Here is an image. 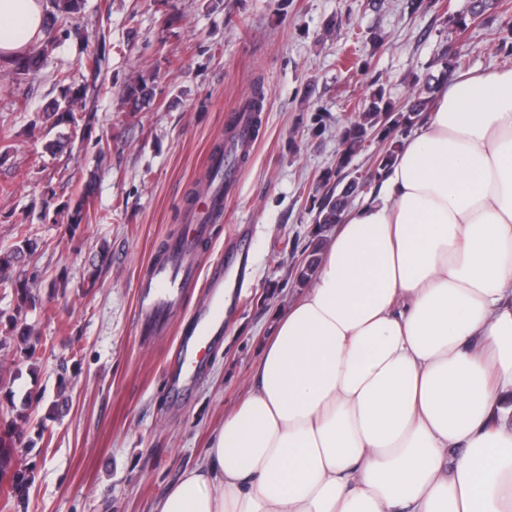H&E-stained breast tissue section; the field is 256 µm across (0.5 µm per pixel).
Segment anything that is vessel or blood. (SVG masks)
Here are the masks:
<instances>
[{
    "label": "vessel or blood",
    "instance_id": "vessel-or-blood-1",
    "mask_svg": "<svg viewBox=\"0 0 512 512\" xmlns=\"http://www.w3.org/2000/svg\"><path fill=\"white\" fill-rule=\"evenodd\" d=\"M256 119V114L249 112L237 115L233 129L235 146L226 153L210 154L207 167L213 180L206 189L207 198L201 207L193 209L187 216L193 226V236L169 242L163 258L152 264L141 281L139 313L144 329L163 326L180 292L194 284L195 270L186 258L197 242L205 237L216 211L223 209L225 188L236 183L241 169L249 161ZM206 286L212 291L211 300L186 324L181 340L182 349L190 356L196 352L198 337L213 335L224 323L223 266L212 268Z\"/></svg>",
    "mask_w": 512,
    "mask_h": 512
}]
</instances>
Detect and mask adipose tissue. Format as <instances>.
<instances>
[{
    "label": "adipose tissue",
    "mask_w": 512,
    "mask_h": 512,
    "mask_svg": "<svg viewBox=\"0 0 512 512\" xmlns=\"http://www.w3.org/2000/svg\"><path fill=\"white\" fill-rule=\"evenodd\" d=\"M46 15L0 0V59ZM153 512H512V67L442 85Z\"/></svg>",
    "instance_id": "adipose-tissue-1"
}]
</instances>
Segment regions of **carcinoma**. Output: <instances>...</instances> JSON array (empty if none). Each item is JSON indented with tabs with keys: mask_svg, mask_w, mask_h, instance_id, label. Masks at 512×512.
I'll list each match as a JSON object with an SVG mask.
<instances>
[{
	"mask_svg": "<svg viewBox=\"0 0 512 512\" xmlns=\"http://www.w3.org/2000/svg\"><path fill=\"white\" fill-rule=\"evenodd\" d=\"M83 0H53L55 13L51 15V25L64 29L65 36L75 33L85 44L99 42V39L89 32H83L76 27L66 28L70 19L82 10ZM505 18L496 32L497 51L504 57L512 56V0H479L470 7L469 12L450 17L454 32L462 35L477 20L487 13ZM56 48V42L46 40L33 46L17 63V73L30 75L37 73L43 66L46 56ZM439 63L440 77L445 78L458 72L464 65L462 56L455 52L443 54ZM438 79L432 74L415 78V85L421 87L418 93L411 96L401 106L384 99V90L378 89L373 94L370 107L358 112L356 120L346 125L338 134L341 151L336 155V162L326 168L318 176L321 185L327 190L311 201V210L315 211L314 223L326 228L337 224L344 211L351 204L352 198L365 190H371L372 182L349 178L348 169L354 153L369 138L376 137L382 148L376 159L373 182L379 181L382 171L392 161L403 136L413 128L421 113L428 110L432 98L429 94L437 87ZM58 83L62 85V101H56L48 106L39 116L40 121L50 129L65 128L68 133H59L58 137L45 144V150L57 154L68 148L70 134L77 129L88 130L90 116L83 111V102L87 97L89 85L77 83L67 72L58 75ZM153 97V87L144 79H136L126 88V98L130 105V116H135L139 108ZM265 99L264 88L254 87L251 94L239 108L241 112H258ZM92 203L90 187H84L73 208L67 210L66 221L77 226L87 219ZM322 239H317L313 249L306 257L305 264L299 272L300 280L311 279L320 260ZM29 238L20 240L13 248L0 252V285H9L14 290L15 306L13 313H0V350L10 346L15 341L20 345V353L31 359L36 353L34 344L30 342V332L25 328V319L29 308L35 303V296L27 283L13 278V272L23 264L29 256ZM24 416L18 414L10 418H0V476L10 477V491L6 502L23 504L28 500L31 475L17 461V448L23 433Z\"/></svg>",
	"mask_w": 512,
	"mask_h": 512,
	"instance_id": "cac0c4a2",
	"label": "carcinoma"
}]
</instances>
